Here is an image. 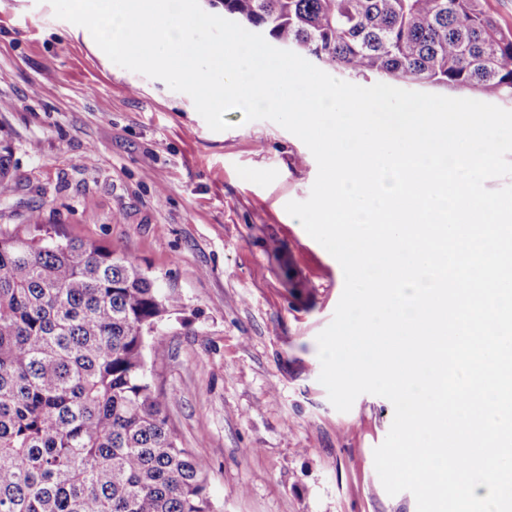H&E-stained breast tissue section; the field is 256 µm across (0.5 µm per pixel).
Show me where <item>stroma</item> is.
Returning a JSON list of instances; mask_svg holds the SVG:
<instances>
[{
    "instance_id": "1",
    "label": "stroma",
    "mask_w": 512,
    "mask_h": 512,
    "mask_svg": "<svg viewBox=\"0 0 512 512\" xmlns=\"http://www.w3.org/2000/svg\"><path fill=\"white\" fill-rule=\"evenodd\" d=\"M48 0H0V126L16 168L0 231L45 225L134 260L184 305L152 367L183 446L209 464L219 512H417L388 495L373 451L394 408L363 394L343 413L319 381L317 335L344 287L340 264L285 206L318 166L280 125L225 115L102 61Z\"/></svg>"
}]
</instances>
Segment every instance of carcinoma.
I'll return each mask as SVG.
<instances>
[{"label":"carcinoma","mask_w":512,"mask_h":512,"mask_svg":"<svg viewBox=\"0 0 512 512\" xmlns=\"http://www.w3.org/2000/svg\"><path fill=\"white\" fill-rule=\"evenodd\" d=\"M485 0H220L332 69L512 100V27ZM15 169L0 129V191ZM27 223L0 233V512H217L147 358L183 305L130 258Z\"/></svg>","instance_id":"cac0c4a2"}]
</instances>
